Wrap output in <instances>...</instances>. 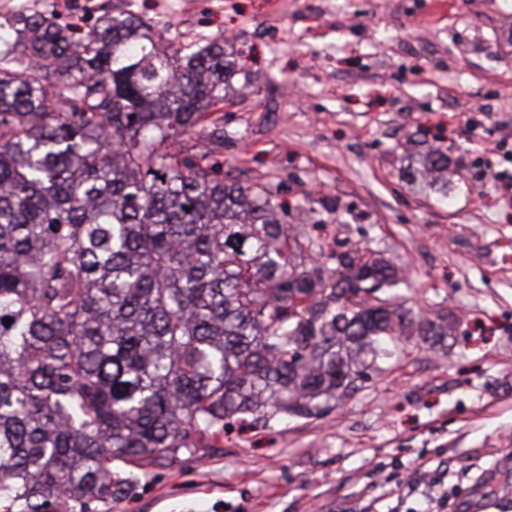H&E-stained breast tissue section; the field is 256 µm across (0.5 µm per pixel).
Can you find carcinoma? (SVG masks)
Wrapping results in <instances>:
<instances>
[{"label":"carcinoma","mask_w":512,"mask_h":512,"mask_svg":"<svg viewBox=\"0 0 512 512\" xmlns=\"http://www.w3.org/2000/svg\"><path fill=\"white\" fill-rule=\"evenodd\" d=\"M159 43L132 13L0 21V496L29 512H89L131 482L114 461L318 415L406 333L448 335L409 318L381 253L310 266L278 193L224 179V36ZM448 169L425 150L445 195Z\"/></svg>","instance_id":"cac0c4a2"}]
</instances>
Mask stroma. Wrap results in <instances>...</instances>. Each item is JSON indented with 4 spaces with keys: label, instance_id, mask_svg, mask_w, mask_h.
Returning a JSON list of instances; mask_svg holds the SVG:
<instances>
[{
    "label": "stroma",
    "instance_id": "stroma-1",
    "mask_svg": "<svg viewBox=\"0 0 512 512\" xmlns=\"http://www.w3.org/2000/svg\"><path fill=\"white\" fill-rule=\"evenodd\" d=\"M101 0H0L91 27ZM175 47L228 38L224 172L301 206L326 264L368 247L401 269L402 307L448 319L403 337L313 417L232 423L216 448L113 471L90 512H512V0H108ZM452 161L448 191L402 175L414 141Z\"/></svg>",
    "mask_w": 512,
    "mask_h": 512
}]
</instances>
